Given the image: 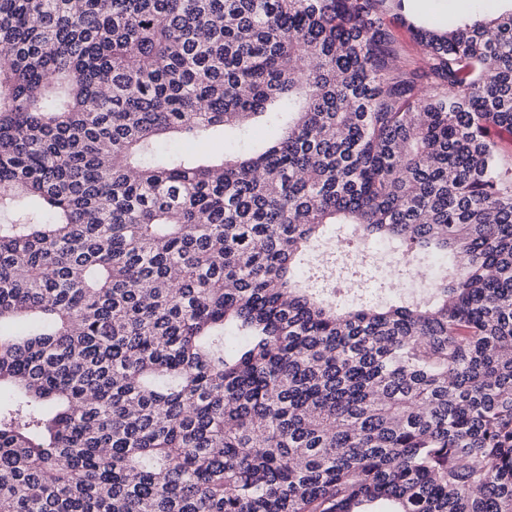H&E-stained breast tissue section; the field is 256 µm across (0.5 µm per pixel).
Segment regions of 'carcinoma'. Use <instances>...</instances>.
Here are the masks:
<instances>
[{
  "instance_id": "1",
  "label": "carcinoma",
  "mask_w": 512,
  "mask_h": 512,
  "mask_svg": "<svg viewBox=\"0 0 512 512\" xmlns=\"http://www.w3.org/2000/svg\"><path fill=\"white\" fill-rule=\"evenodd\" d=\"M388 1L0 0V512H512V8ZM486 0H406L403 14L418 24H427L429 20L441 18L448 12L478 13ZM366 255L367 259L373 262L376 266L380 268L383 274V280L382 284L372 297L371 301H380L382 299H385L389 295H417L422 294L427 288H415V289H421L423 291H419L415 294H409L406 292V288H404L403 284L407 281L406 275H398L397 277H393L391 279L384 280L387 275H389L390 270L394 268L395 263L392 255V251L384 246H378V245H368L366 247ZM397 281L401 282L400 287L395 285ZM328 263L330 264L327 266V271L324 274L323 288H326L328 291H333L334 289L330 288H334L335 285H338L341 279H344L348 286V289H346V295H354L356 288L358 291L360 290V283L354 280L353 282L350 279L345 278L346 276L344 271L347 264L346 253L340 254L333 250L328 256Z\"/></svg>"
}]
</instances>
